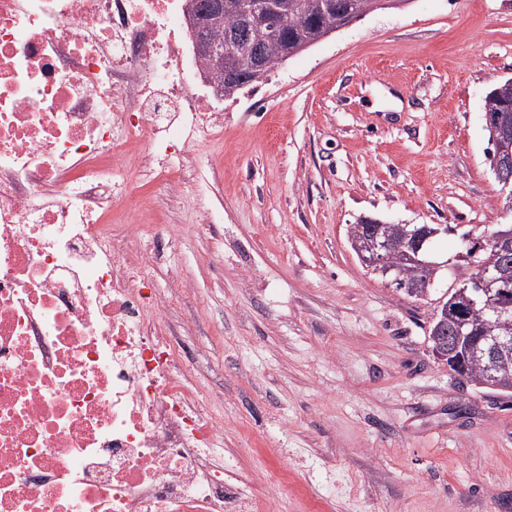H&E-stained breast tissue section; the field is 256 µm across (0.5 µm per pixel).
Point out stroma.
Wrapping results in <instances>:
<instances>
[{"instance_id": "stroma-1", "label": "stroma", "mask_w": 512, "mask_h": 512, "mask_svg": "<svg viewBox=\"0 0 512 512\" xmlns=\"http://www.w3.org/2000/svg\"><path fill=\"white\" fill-rule=\"evenodd\" d=\"M510 78L512 0H410L224 101L179 188L114 211L154 288L185 282L158 318L224 422L226 483L270 512H512V406L431 353L451 278L408 296L347 234L432 224L443 260L506 222L484 107Z\"/></svg>"}]
</instances>
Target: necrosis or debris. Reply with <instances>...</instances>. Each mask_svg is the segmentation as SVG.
Masks as SVG:
<instances>
[{
  "label": "necrosis or debris",
  "mask_w": 512,
  "mask_h": 512,
  "mask_svg": "<svg viewBox=\"0 0 512 512\" xmlns=\"http://www.w3.org/2000/svg\"><path fill=\"white\" fill-rule=\"evenodd\" d=\"M185 0H0V512H265L214 464L164 299L127 258V158L176 187L224 130Z\"/></svg>",
  "instance_id": "necrosis-or-debris-1"
}]
</instances>
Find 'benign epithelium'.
Returning a JSON list of instances; mask_svg holds the SVG:
<instances>
[{"label": "benign epithelium", "instance_id": "1", "mask_svg": "<svg viewBox=\"0 0 512 512\" xmlns=\"http://www.w3.org/2000/svg\"><path fill=\"white\" fill-rule=\"evenodd\" d=\"M279 0H234L232 7L243 17H250L260 11L275 10ZM225 0H204L188 13L191 37L197 54L215 64L224 67V57L235 54V44L228 41L217 44L212 38V30L224 19ZM495 162L503 165L512 163V137L506 135L497 141ZM437 231L426 227L417 228L412 224L392 225L378 219H369L367 224H351L348 227V239L361 264L370 273L382 278L391 273L412 278L414 287L428 292L434 283L439 265L420 259L424 245ZM512 272L507 266H480L479 274L472 280L457 285L456 297L468 307H475L469 296L473 290L483 299L485 308L495 311L498 308L496 285ZM464 333L457 331L448 336L441 327L433 329L430 336L433 355L446 361L457 370H464L456 362L454 354L458 351ZM512 357V336H498L486 351L485 374L493 377L500 366Z\"/></svg>", "mask_w": 512, "mask_h": 512}]
</instances>
